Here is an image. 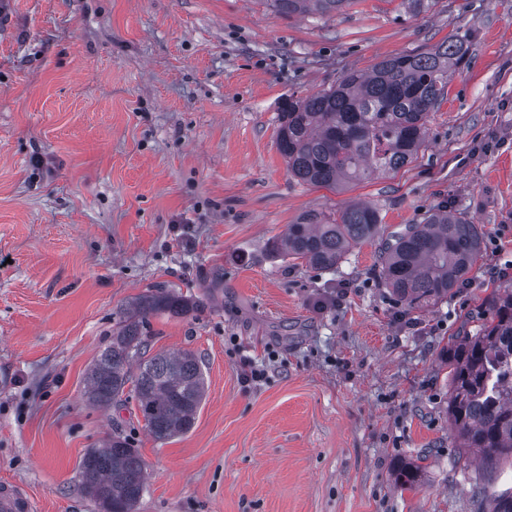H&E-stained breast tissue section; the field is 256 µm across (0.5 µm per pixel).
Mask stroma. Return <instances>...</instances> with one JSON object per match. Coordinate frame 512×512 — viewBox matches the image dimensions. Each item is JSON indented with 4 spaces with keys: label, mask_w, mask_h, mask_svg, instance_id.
Returning <instances> with one entry per match:
<instances>
[{
    "label": "stroma",
    "mask_w": 512,
    "mask_h": 512,
    "mask_svg": "<svg viewBox=\"0 0 512 512\" xmlns=\"http://www.w3.org/2000/svg\"><path fill=\"white\" fill-rule=\"evenodd\" d=\"M466 40L418 158L340 190L277 148L288 100L384 58ZM373 206L378 237L331 270L273 258L302 214ZM479 224L466 287L409 307L379 276L385 237L435 209ZM512 0H0V484L38 512H99L79 463L121 431L147 469L138 512H492L448 421L447 347L490 321L512 276ZM148 350L189 351L207 392L191 430L147 431L85 374L138 297ZM266 373L242 382L241 360ZM421 469L400 486L402 463ZM350 0H272L275 9L283 15L320 13L328 15L341 11Z\"/></svg>",
    "instance_id": "obj_1"
}]
</instances>
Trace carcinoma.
Instances as JSON below:
<instances>
[{"label":"carcinoma","instance_id":"1","mask_svg":"<svg viewBox=\"0 0 512 512\" xmlns=\"http://www.w3.org/2000/svg\"><path fill=\"white\" fill-rule=\"evenodd\" d=\"M349 2L272 0L287 16L328 15ZM467 62L466 42L447 40L428 52L386 58L368 74L349 72L334 88L288 101L277 146L289 172L306 184L330 189L397 174L417 158L430 113L444 99L449 77ZM380 229L375 208L352 203L336 217L305 214L271 243L270 253L329 269ZM481 253L480 226L461 212L439 209L424 223L408 224L391 235L381 252V281L410 305L428 303L458 287ZM490 305L493 318L481 333L447 350L448 420L461 447L483 453L496 465L512 458V290L493 297ZM196 308V302L164 286L142 295L89 368L88 400L116 404L131 384L155 440L187 433L206 397L201 365L190 351L146 356L143 323L151 314L186 317ZM79 469L101 512H136L146 468L129 440L112 435L86 451ZM397 480L403 486L418 483L419 467L404 464Z\"/></svg>","mask_w":512,"mask_h":512}]
</instances>
